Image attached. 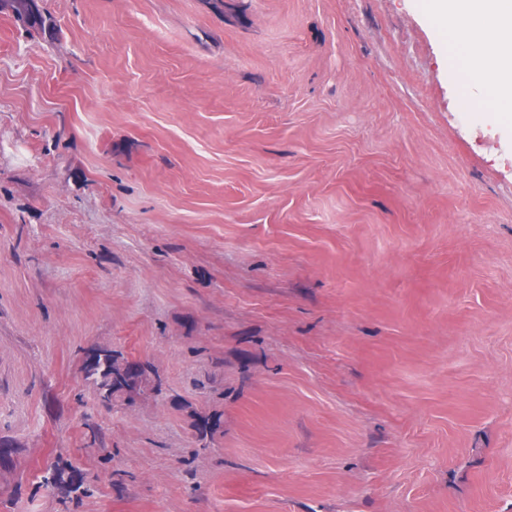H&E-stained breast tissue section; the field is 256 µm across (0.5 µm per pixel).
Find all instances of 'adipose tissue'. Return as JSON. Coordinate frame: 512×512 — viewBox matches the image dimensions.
<instances>
[{
	"label": "adipose tissue",
	"mask_w": 512,
	"mask_h": 512,
	"mask_svg": "<svg viewBox=\"0 0 512 512\" xmlns=\"http://www.w3.org/2000/svg\"><path fill=\"white\" fill-rule=\"evenodd\" d=\"M450 46L484 90L467 96L486 112L512 110V0H428Z\"/></svg>",
	"instance_id": "adipose-tissue-1"
}]
</instances>
